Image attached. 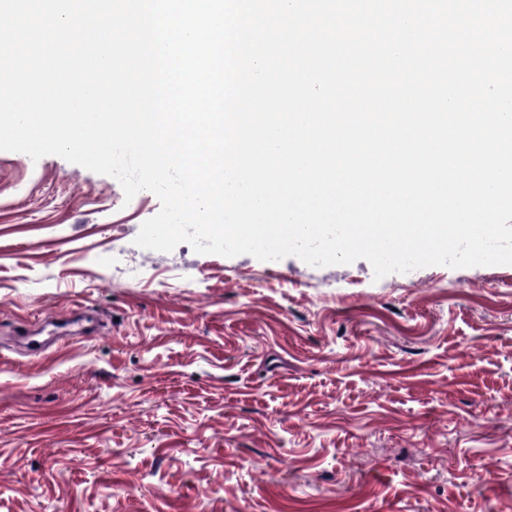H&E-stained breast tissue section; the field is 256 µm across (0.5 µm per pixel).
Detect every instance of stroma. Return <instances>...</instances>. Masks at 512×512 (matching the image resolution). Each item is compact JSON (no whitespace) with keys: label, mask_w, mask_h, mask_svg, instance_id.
I'll use <instances>...</instances> for the list:
<instances>
[{"label":"stroma","mask_w":512,"mask_h":512,"mask_svg":"<svg viewBox=\"0 0 512 512\" xmlns=\"http://www.w3.org/2000/svg\"><path fill=\"white\" fill-rule=\"evenodd\" d=\"M160 208L0 151V512H512V265L135 245Z\"/></svg>","instance_id":"obj_1"}]
</instances>
